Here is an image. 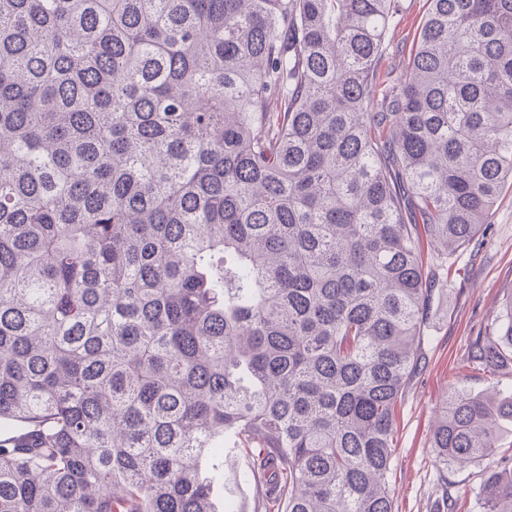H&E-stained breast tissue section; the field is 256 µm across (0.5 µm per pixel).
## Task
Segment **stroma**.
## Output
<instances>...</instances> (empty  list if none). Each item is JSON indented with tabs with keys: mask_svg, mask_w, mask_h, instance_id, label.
<instances>
[{
	"mask_svg": "<svg viewBox=\"0 0 512 512\" xmlns=\"http://www.w3.org/2000/svg\"><path fill=\"white\" fill-rule=\"evenodd\" d=\"M427 11V0H401L392 20L389 47L377 63L378 78L404 65L400 47L411 43ZM448 277L454 286L436 304L422 345V369L397 408L390 491L395 512H448L441 498L440 463L432 434L447 393H492L512 382V364L490 373L468 363L469 345L487 324L505 316L512 297V184H505L490 224L468 250L457 253Z\"/></svg>",
	"mask_w": 512,
	"mask_h": 512,
	"instance_id": "35a3bbf8",
	"label": "stroma"
}]
</instances>
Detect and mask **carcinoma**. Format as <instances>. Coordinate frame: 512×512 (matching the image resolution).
I'll use <instances>...</instances> for the list:
<instances>
[{
    "label": "carcinoma",
    "instance_id": "carcinoma-1",
    "mask_svg": "<svg viewBox=\"0 0 512 512\" xmlns=\"http://www.w3.org/2000/svg\"><path fill=\"white\" fill-rule=\"evenodd\" d=\"M0 0V512H394L448 259L512 178V0ZM433 246L424 254V241ZM468 360L512 361V318ZM512 390L444 397L512 512ZM401 11L389 25L387 40L390 41L387 53L377 63V77L380 82L394 66H403L407 62L408 49L414 33L427 11L426 0H401ZM407 44L404 55H398L397 49ZM398 47V48H397ZM244 468V463L237 453L235 458L228 459L224 456V488H219L215 496L224 503V499L231 498L240 509L248 510L251 502L250 488L238 480V474ZM237 475V479L235 476Z\"/></svg>",
    "mask_w": 512,
    "mask_h": 512
}]
</instances>
